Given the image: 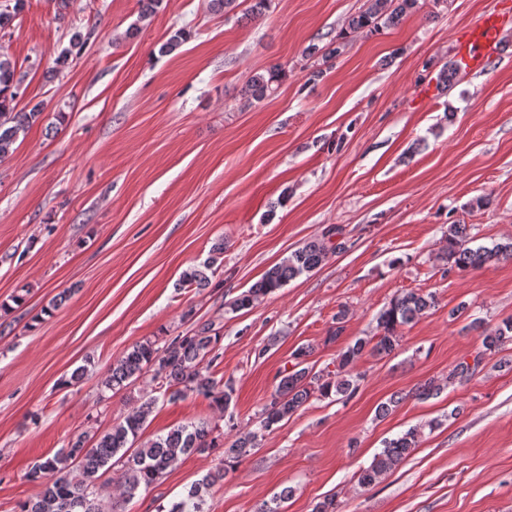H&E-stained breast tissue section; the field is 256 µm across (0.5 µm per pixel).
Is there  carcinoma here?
Listing matches in <instances>:
<instances>
[{"label": "carcinoma", "instance_id": "carcinoma-1", "mask_svg": "<svg viewBox=\"0 0 512 512\" xmlns=\"http://www.w3.org/2000/svg\"><path fill=\"white\" fill-rule=\"evenodd\" d=\"M27 0H11L0 5V32L12 26L15 17L26 6ZM420 8L419 0H366L363 10L352 16L344 35L373 33L381 26H394L408 14ZM190 37L184 29L170 33L159 51L167 54L176 50ZM87 37L76 31L69 40V47L62 53L66 62L85 48ZM285 71L273 65L254 73L245 86L244 94L260 101L274 93ZM21 79L16 77L15 64L0 54V158L7 156L18 139L40 117L41 107L36 105L28 112L15 111L20 96ZM471 237L465 224L448 226L444 260L448 269L465 271L478 269L493 261L512 259V240L498 243L491 248L470 246ZM336 247L323 239H314L292 252L282 261L268 268L259 280L229 303L233 312L251 309L261 298L283 288L288 282L320 267L329 252ZM224 244L212 247L206 260L192 264L180 275L181 288H207L211 275L222 264ZM436 306L435 295L406 292L391 299L377 318V332L359 338L354 344L340 351L336 369L315 370L308 364L310 349L302 347L293 353L291 370L282 375L271 399L261 409L259 429L240 432L230 446L224 449V460L215 472L191 485L185 497L174 501L161 512H204L205 496L210 488L224 479L227 468L254 453L258 438L271 431L284 419L303 407L312 397L351 398L357 390L361 374L356 363L365 351L379 356H389L399 346V329ZM472 326L479 330L482 352L474 358V366L459 363L452 376L468 378L479 366L483 356L496 353L512 342V320L491 326L475 319ZM220 336L209 322L198 323L183 335L165 342L161 347L150 340L137 342L121 359L112 363L100 380L102 391L118 392L139 380L157 383L161 396H150L133 407L110 428L92 435L81 433L54 455L32 465L28 478L38 483L35 497L18 504L16 512H117V502L105 494L110 483L106 474L112 467L121 465L119 500L127 501L141 489L156 483L182 456L204 454L216 447L209 439L211 427L206 422H190L170 429L164 435L143 440L147 421L159 399L175 402L190 394L203 396L212 406L223 412L233 393L230 383H221L211 374L213 363L220 353L216 345ZM420 442V430L412 427L388 441L374 456L369 466L359 470L357 482L369 487L409 456ZM293 489L286 487L279 495L259 504L256 512H282L281 502L290 498Z\"/></svg>", "mask_w": 512, "mask_h": 512}]
</instances>
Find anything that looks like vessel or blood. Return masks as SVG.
I'll use <instances>...</instances> for the list:
<instances>
[{"instance_id":"vessel-or-blood-1","label":"vessel or blood","mask_w":512,"mask_h":512,"mask_svg":"<svg viewBox=\"0 0 512 512\" xmlns=\"http://www.w3.org/2000/svg\"><path fill=\"white\" fill-rule=\"evenodd\" d=\"M512 32V9L487 13L478 18L456 45V58L466 72L484 71L500 55L503 38Z\"/></svg>"}]
</instances>
